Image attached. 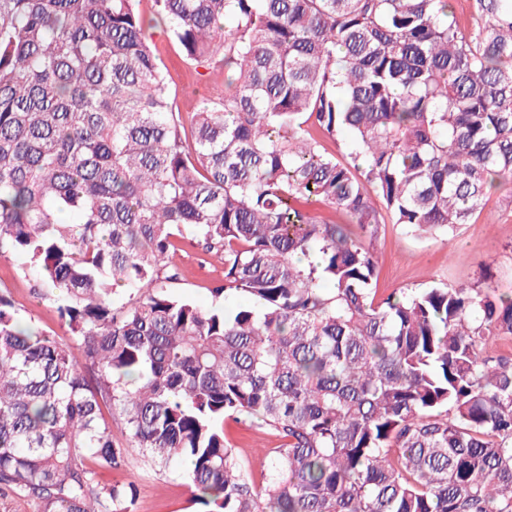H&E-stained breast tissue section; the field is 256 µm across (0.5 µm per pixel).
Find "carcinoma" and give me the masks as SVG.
Masks as SVG:
<instances>
[{
  "mask_svg": "<svg viewBox=\"0 0 512 512\" xmlns=\"http://www.w3.org/2000/svg\"><path fill=\"white\" fill-rule=\"evenodd\" d=\"M139 2L0 0V257L70 334L0 292V512H133L98 471L134 453L184 462L205 512H512V355L488 349L512 296L376 302L364 243L512 206V0H475L471 33L450 0H154L188 60L232 69L188 129ZM343 132L346 162L321 144ZM182 243L224 265L210 308L165 291ZM241 419L282 440L259 487ZM39 276L26 260L17 255L0 258V291L8 294L25 323L66 340V327L56 309L36 294Z\"/></svg>",
  "mask_w": 512,
  "mask_h": 512,
  "instance_id": "1",
  "label": "carcinoma"
}]
</instances>
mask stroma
Masks as SVG:
<instances>
[{"label":"stroma","instance_id":"obj_1","mask_svg":"<svg viewBox=\"0 0 512 512\" xmlns=\"http://www.w3.org/2000/svg\"><path fill=\"white\" fill-rule=\"evenodd\" d=\"M149 45L167 78L174 107L183 119H190L206 100L223 97V62L197 67L173 40L156 29L149 32ZM372 249L377 261V295L381 298L400 288L461 285L486 288L493 294H512V208L506 206L501 192L487 198L473 221L454 234L419 238L401 225L386 223L380 226ZM173 262L181 277L167 284V291L188 297L200 306H210L213 288L224 283L220 260L202 256L196 248L187 246L174 255ZM38 286L37 272L23 257L0 258V291L12 298L24 322L49 334L65 336L66 329L55 308L39 298ZM224 436L238 449L254 480H261L264 453L279 447V438L256 422L231 420L224 424ZM181 472L178 462L162 472H150L134 457L123 469L101 472L100 479L134 485V512H200Z\"/></svg>","mask_w":512,"mask_h":512}]
</instances>
